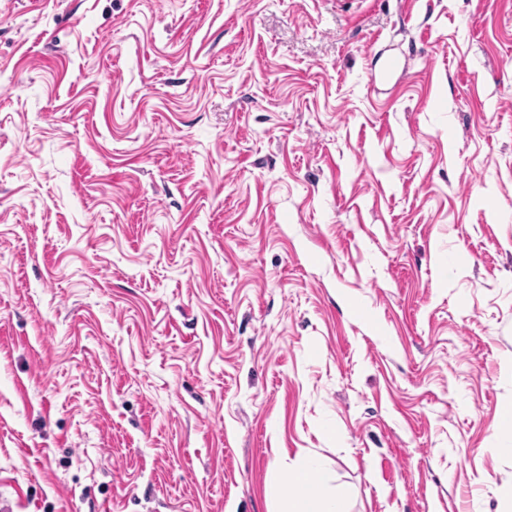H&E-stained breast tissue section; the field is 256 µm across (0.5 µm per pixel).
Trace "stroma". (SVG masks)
I'll return each instance as SVG.
<instances>
[{"mask_svg":"<svg viewBox=\"0 0 512 512\" xmlns=\"http://www.w3.org/2000/svg\"><path fill=\"white\" fill-rule=\"evenodd\" d=\"M512 0H0V512H512ZM320 468L318 459L302 455L287 471L275 469L268 482L271 498H280L282 488L287 484L295 489L289 493L285 507L277 512H347L343 498L332 493L326 484L313 480ZM285 476V477H284Z\"/></svg>","mask_w":512,"mask_h":512,"instance_id":"1","label":"stroma"}]
</instances>
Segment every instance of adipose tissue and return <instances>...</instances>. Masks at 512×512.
<instances>
[{
    "instance_id": "adipose-tissue-1",
    "label": "adipose tissue",
    "mask_w": 512,
    "mask_h": 512,
    "mask_svg": "<svg viewBox=\"0 0 512 512\" xmlns=\"http://www.w3.org/2000/svg\"><path fill=\"white\" fill-rule=\"evenodd\" d=\"M320 467L318 459L302 455L288 470H273L268 482V494L282 496L283 487H290L289 496L281 512H347L343 498L332 493L327 485L316 482L315 475Z\"/></svg>"
}]
</instances>
